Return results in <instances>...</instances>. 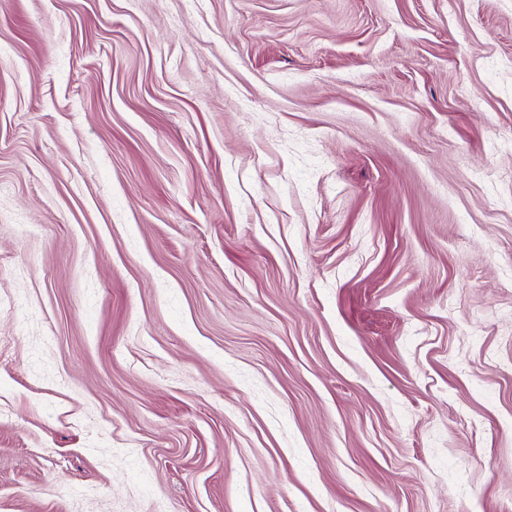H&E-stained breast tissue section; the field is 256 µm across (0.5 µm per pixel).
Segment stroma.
<instances>
[{"instance_id":"obj_1","label":"stroma","mask_w":512,"mask_h":512,"mask_svg":"<svg viewBox=\"0 0 512 512\" xmlns=\"http://www.w3.org/2000/svg\"><path fill=\"white\" fill-rule=\"evenodd\" d=\"M512 0H0V512H512Z\"/></svg>"}]
</instances>
